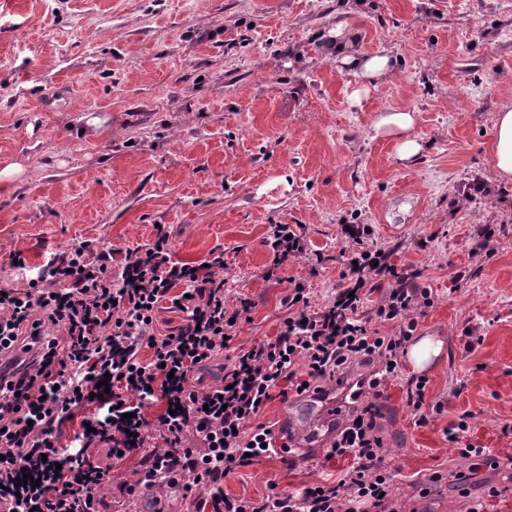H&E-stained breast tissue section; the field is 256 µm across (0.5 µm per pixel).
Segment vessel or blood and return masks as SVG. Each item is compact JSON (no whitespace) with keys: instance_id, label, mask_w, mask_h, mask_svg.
Returning a JSON list of instances; mask_svg holds the SVG:
<instances>
[{"instance_id":"obj_1","label":"vessel or blood","mask_w":512,"mask_h":512,"mask_svg":"<svg viewBox=\"0 0 512 512\" xmlns=\"http://www.w3.org/2000/svg\"><path fill=\"white\" fill-rule=\"evenodd\" d=\"M351 392L348 379L334 382L325 394H308L304 400L311 409L312 419L305 425L292 426L290 433L280 434L278 444L292 443L296 455L305 454L307 448L322 446L332 438V424L347 407L346 398Z\"/></svg>"}]
</instances>
